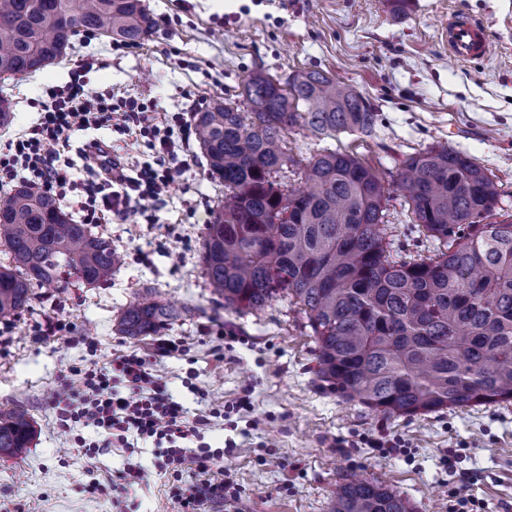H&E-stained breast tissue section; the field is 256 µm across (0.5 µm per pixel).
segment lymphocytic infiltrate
<instances>
[{"instance_id": "1", "label": "lymphocytic infiltrate", "mask_w": 512, "mask_h": 512, "mask_svg": "<svg viewBox=\"0 0 512 512\" xmlns=\"http://www.w3.org/2000/svg\"><path fill=\"white\" fill-rule=\"evenodd\" d=\"M185 123L183 113L158 111L154 102L135 95L116 99L86 89L81 73H74L64 88L49 90L39 118L17 140L14 153L0 155V185L26 180L69 204L83 224H104L133 209L151 213L158 210L181 170L178 153L183 144L174 130ZM103 127L145 137L152 162L130 172L120 154L108 153L92 140L83 150L96 160L93 177L82 182L72 179L68 153L74 136ZM52 405L58 426L79 425L97 432L94 441L75 438L76 447L84 449L87 457L103 448L130 447L135 438L158 447L152 470L129 465L117 476L119 488L142 484L154 473H174L178 482L171 486L169 498L176 512H210L211 496L223 493V485L204 481L224 468L226 449L211 448L205 441L215 419L223 417V409L189 414L143 356H119L106 370L74 369L72 377L60 379ZM188 464L196 474L190 482L182 478Z\"/></svg>"}]
</instances>
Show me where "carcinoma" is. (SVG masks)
Instances as JSON below:
<instances>
[{"mask_svg": "<svg viewBox=\"0 0 512 512\" xmlns=\"http://www.w3.org/2000/svg\"><path fill=\"white\" fill-rule=\"evenodd\" d=\"M158 26L145 0H0V74L23 77L55 62L81 33L138 46ZM243 102L215 100L193 113L209 176L224 185L202 237L206 287L226 311L299 308L316 351V375L375 414L415 417L512 401V216L496 221L501 191L489 170L446 144L405 156L391 181L356 154L322 146L288 154L291 135L373 138L379 114L354 86L322 70L244 82ZM247 111H241V107ZM300 185L284 183L288 172ZM437 242L397 250L391 191ZM0 319L24 312L37 288L68 276L98 286L121 256L112 239L78 224L26 183L0 199ZM163 299H134L121 336H153L181 318ZM22 407L0 408V455L29 447ZM333 512H412L377 479L345 484Z\"/></svg>", "mask_w": 512, "mask_h": 512, "instance_id": "cac0c4a2", "label": "carcinoma"}]
</instances>
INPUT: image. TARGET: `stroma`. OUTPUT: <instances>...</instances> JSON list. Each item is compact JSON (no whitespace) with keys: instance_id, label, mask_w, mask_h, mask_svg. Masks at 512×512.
I'll use <instances>...</instances> for the list:
<instances>
[{"instance_id":"stroma-1","label":"stroma","mask_w":512,"mask_h":512,"mask_svg":"<svg viewBox=\"0 0 512 512\" xmlns=\"http://www.w3.org/2000/svg\"><path fill=\"white\" fill-rule=\"evenodd\" d=\"M146 2L158 19L146 43L118 50L106 37H77L58 62L0 80V96L13 103L9 125L0 127V152L36 121L47 89L67 84L88 58L93 90L129 92L172 113L234 99L258 71L284 77L323 69L355 86L380 114L374 141L345 133L337 147L387 172L404 155L449 144L490 170L501 207L512 212V0ZM457 15L487 27L488 57H450L448 21ZM180 157L186 165L155 222L132 213L98 225L123 256L111 281L36 289L29 310L0 329V406L24 407L36 428L29 448L0 459V512H173L169 476H151L126 494L88 490L111 484L127 463L151 468L152 441H138L131 452L103 448L89 459L55 423L51 399L61 375L130 352L150 360L190 411L249 393L248 407L225 414L206 435L212 447L235 445L214 512H332L337 487L363 477L386 481L414 512H448V493L462 482L481 512L512 505V402L413 418L377 415L318 380L315 344L288 301L257 314L224 311L200 262L224 187L210 179L195 138L186 139ZM146 285L191 316L155 336L116 334V318ZM49 315L70 323L67 341L40 335L37 325ZM221 330L228 341L218 342ZM87 335L95 347L84 344ZM165 341L179 344L181 355L158 356ZM380 437L404 445V453L379 456L371 442Z\"/></svg>"}]
</instances>
